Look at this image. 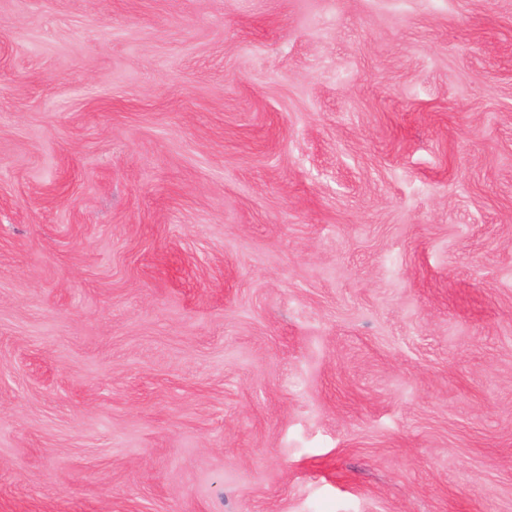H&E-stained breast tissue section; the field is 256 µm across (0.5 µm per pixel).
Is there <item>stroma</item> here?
I'll return each instance as SVG.
<instances>
[{
	"label": "stroma",
	"mask_w": 512,
	"mask_h": 512,
	"mask_svg": "<svg viewBox=\"0 0 512 512\" xmlns=\"http://www.w3.org/2000/svg\"><path fill=\"white\" fill-rule=\"evenodd\" d=\"M0 512H512V0H0Z\"/></svg>",
	"instance_id": "1"
}]
</instances>
